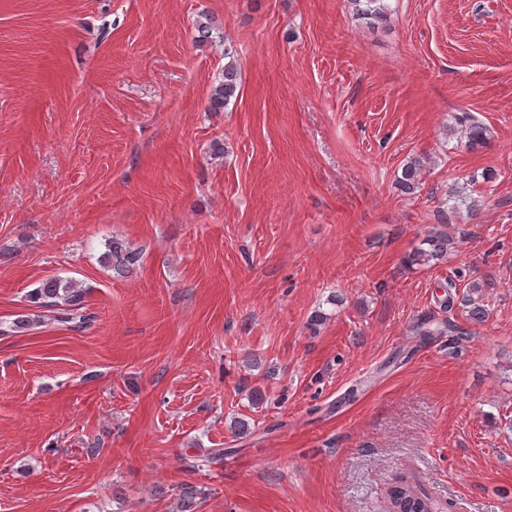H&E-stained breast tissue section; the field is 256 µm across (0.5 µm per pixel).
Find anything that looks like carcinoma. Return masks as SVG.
Listing matches in <instances>:
<instances>
[{
	"label": "carcinoma",
	"mask_w": 512,
	"mask_h": 512,
	"mask_svg": "<svg viewBox=\"0 0 512 512\" xmlns=\"http://www.w3.org/2000/svg\"><path fill=\"white\" fill-rule=\"evenodd\" d=\"M356 17L370 22H379L387 19V5L384 0H347ZM224 57L228 61L224 64L221 78L212 87L209 97V110L212 112L224 111L230 102L237 98L240 91V70L235 62L234 52L231 48L224 49ZM457 129L466 139V147L477 150L485 147L491 138L489 128L474 115L463 112L456 117ZM425 166L418 157L409 159L401 168L400 175L395 179V185L400 193L415 196L420 193L424 184L423 175ZM453 201L451 209H446L448 201ZM445 208L438 212L440 223H448V212L455 214L464 209L475 211L477 204L462 188L449 191L444 198ZM453 242L444 233H430L412 253L408 255L407 262L411 265L434 266L447 260L448 250ZM140 252L131 248L119 238H114L106 244V251L102 261L118 274H126L134 270L140 263ZM450 289L441 307L451 310L458 305L468 313V319L473 323H481L488 317L485 304L487 291L494 287V281L488 278H475L466 284V291L454 296L453 289L457 288L454 279L445 283ZM86 289L69 279L48 277L28 295V302L34 304L36 309H48L57 312L55 320L70 325L77 330H85L91 326V316L84 312V298ZM200 491L191 485H184L179 490V500L183 512H191L196 508V499ZM393 512H454L455 503L449 500H440L433 496L414 476H405L399 480L390 491Z\"/></svg>",
	"instance_id": "cac0c4a2"
}]
</instances>
